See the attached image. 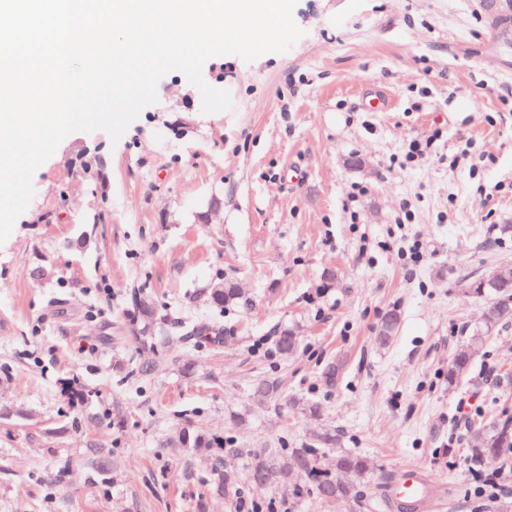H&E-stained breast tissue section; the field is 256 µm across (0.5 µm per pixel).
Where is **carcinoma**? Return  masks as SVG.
<instances>
[{
    "label": "carcinoma",
    "instance_id": "obj_1",
    "mask_svg": "<svg viewBox=\"0 0 512 512\" xmlns=\"http://www.w3.org/2000/svg\"><path fill=\"white\" fill-rule=\"evenodd\" d=\"M466 290L478 297L489 300L486 315V329L512 322V269L507 275L491 282L477 278L466 283ZM212 307L224 310V307L240 299L238 288L229 280H218L206 290ZM131 312L129 328L138 340L141 350L150 354L147 359H132L126 368L127 374L145 376L152 371L158 360L157 336L163 331L158 304L154 299L135 288L130 293ZM399 325L397 313L387 314L378 330V343L388 344ZM182 339L187 342H214L220 339L219 327L207 323L188 321L181 325ZM300 345V338L292 328L279 330L275 339V349L282 355L293 354ZM468 350L453 355L448 360V385L459 382L470 370L473 359L480 352L482 337L475 334L467 341ZM281 384L276 379L258 382L251 390L252 398L259 403L274 402L278 399ZM290 404L303 414L312 418L322 416V406L314 401L294 398ZM475 444L468 449L473 462H481L487 457H502L512 450V421L508 419L482 420L472 430ZM336 443V431L326 428L315 438L311 446L305 448H273L250 458L248 481L257 486L288 483L296 488L298 497H312L324 503H333L351 499L361 509L372 505L373 499L366 497L361 485L368 471L366 458L356 452L340 453L336 456V475L332 476L319 467L320 450ZM174 448H191L195 451H207L215 440L206 433L185 425L169 441Z\"/></svg>",
    "mask_w": 512,
    "mask_h": 512
}]
</instances>
